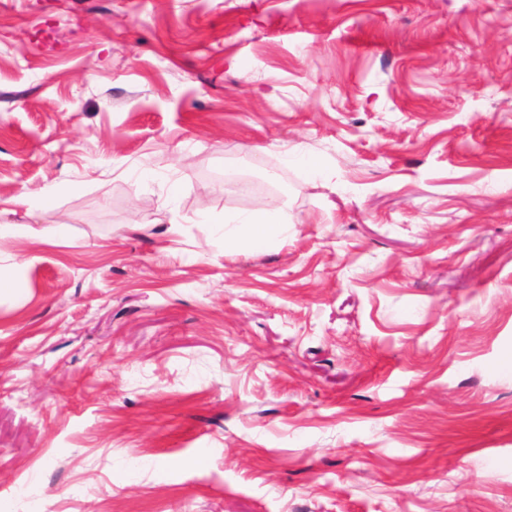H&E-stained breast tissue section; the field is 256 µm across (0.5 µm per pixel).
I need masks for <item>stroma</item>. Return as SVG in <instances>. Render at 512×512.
<instances>
[{
	"label": "stroma",
	"mask_w": 512,
	"mask_h": 512,
	"mask_svg": "<svg viewBox=\"0 0 512 512\" xmlns=\"http://www.w3.org/2000/svg\"><path fill=\"white\" fill-rule=\"evenodd\" d=\"M1 224L0 512H512V0H0Z\"/></svg>",
	"instance_id": "35a3bbf8"
}]
</instances>
